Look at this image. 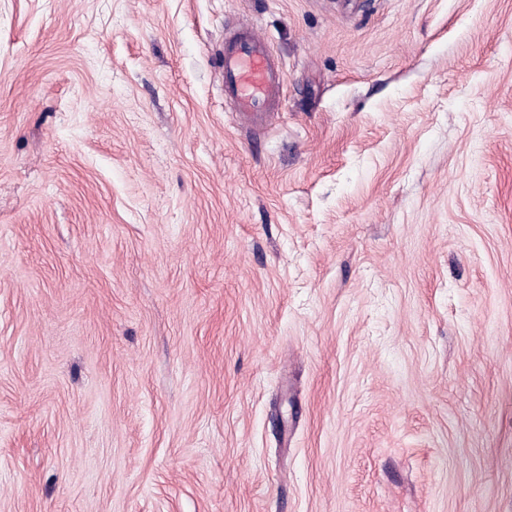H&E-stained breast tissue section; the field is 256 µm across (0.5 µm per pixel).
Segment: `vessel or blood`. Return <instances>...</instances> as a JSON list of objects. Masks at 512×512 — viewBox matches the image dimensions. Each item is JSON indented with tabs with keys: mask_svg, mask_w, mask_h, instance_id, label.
Returning a JSON list of instances; mask_svg holds the SVG:
<instances>
[{
	"mask_svg": "<svg viewBox=\"0 0 512 512\" xmlns=\"http://www.w3.org/2000/svg\"><path fill=\"white\" fill-rule=\"evenodd\" d=\"M224 96L232 111L269 112L280 97L283 73L261 36L239 29L224 41Z\"/></svg>",
	"mask_w": 512,
	"mask_h": 512,
	"instance_id": "vessel-or-blood-1",
	"label": "vessel or blood"
}]
</instances>
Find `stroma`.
Returning <instances> with one entry per match:
<instances>
[{
  "label": "stroma",
  "instance_id": "1",
  "mask_svg": "<svg viewBox=\"0 0 512 512\" xmlns=\"http://www.w3.org/2000/svg\"><path fill=\"white\" fill-rule=\"evenodd\" d=\"M0 512H512V0H0ZM224 96L233 112H271L283 73L261 36L246 26L224 41Z\"/></svg>",
  "mask_w": 512,
  "mask_h": 512
}]
</instances>
